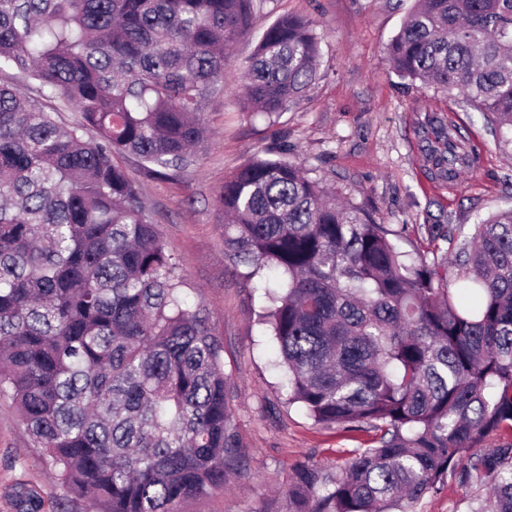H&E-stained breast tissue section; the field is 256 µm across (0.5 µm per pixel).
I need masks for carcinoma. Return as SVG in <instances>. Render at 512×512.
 I'll return each mask as SVG.
<instances>
[{
    "instance_id": "cac0c4a2",
    "label": "carcinoma",
    "mask_w": 512,
    "mask_h": 512,
    "mask_svg": "<svg viewBox=\"0 0 512 512\" xmlns=\"http://www.w3.org/2000/svg\"><path fill=\"white\" fill-rule=\"evenodd\" d=\"M254 0H0V393L88 512H181L247 458L224 345L117 161L193 162L203 106ZM394 73L455 94L512 132V0H416ZM312 20L278 17L247 66L244 106L287 111L317 77ZM31 82L48 108L22 87ZM76 108L80 118L62 122ZM433 166L474 165L433 129ZM245 162L215 193L224 253L280 273L270 326L288 400L343 433L370 429L339 475L306 462L287 512H409L448 474L512 512V209L406 254L364 208L295 163ZM497 432L508 433L485 444ZM21 512L39 499L17 491Z\"/></svg>"
}]
</instances>
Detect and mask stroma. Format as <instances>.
<instances>
[{
    "instance_id": "1",
    "label": "stroma",
    "mask_w": 512,
    "mask_h": 512,
    "mask_svg": "<svg viewBox=\"0 0 512 512\" xmlns=\"http://www.w3.org/2000/svg\"><path fill=\"white\" fill-rule=\"evenodd\" d=\"M414 0H256L251 32L238 39L224 67L221 93L204 108L206 143L187 169L160 178L131 156L121 162L139 184L185 280L190 300L210 315L224 344V371L235 381L233 419L249 455L230 475L223 493L204 497L182 512H275L285 501L287 477L306 461L339 472L350 451L369 445L365 432L343 433L314 423L288 404L267 326L257 314L267 301L259 279L224 253L216 190L249 158L279 145L304 174L322 181L345 201L374 210L398 231L402 251L431 249L430 227L473 225L476 216L512 208V145L489 133L482 115L454 95L428 86L405 87L394 74L387 47ZM303 15L321 39L319 75L287 112L266 118L243 106L246 65L257 39L277 18ZM454 121L480 155L476 171L449 188L428 160V118ZM10 397H0V512H18L19 484L35 488L40 512H84L85 505L45 470ZM479 482L448 478L413 512H471L486 497Z\"/></svg>"
}]
</instances>
